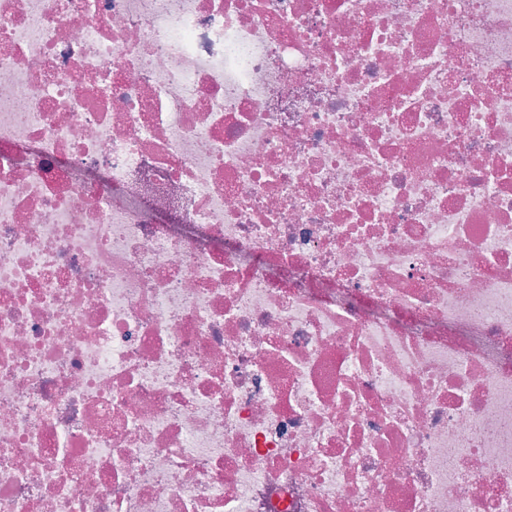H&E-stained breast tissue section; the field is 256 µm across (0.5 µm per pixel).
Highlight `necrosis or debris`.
<instances>
[{
	"label": "necrosis or debris",
	"instance_id": "obj_1",
	"mask_svg": "<svg viewBox=\"0 0 512 512\" xmlns=\"http://www.w3.org/2000/svg\"><path fill=\"white\" fill-rule=\"evenodd\" d=\"M0 512H512V0H0Z\"/></svg>",
	"mask_w": 512,
	"mask_h": 512
}]
</instances>
